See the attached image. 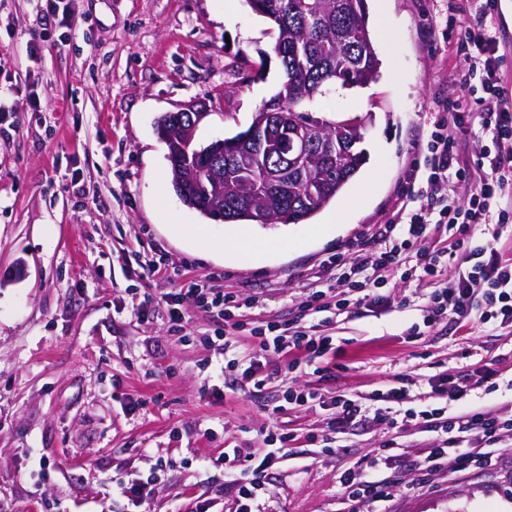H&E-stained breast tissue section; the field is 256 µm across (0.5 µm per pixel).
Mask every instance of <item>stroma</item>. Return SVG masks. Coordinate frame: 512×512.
Returning <instances> with one entry per match:
<instances>
[{
    "label": "stroma",
    "mask_w": 512,
    "mask_h": 512,
    "mask_svg": "<svg viewBox=\"0 0 512 512\" xmlns=\"http://www.w3.org/2000/svg\"><path fill=\"white\" fill-rule=\"evenodd\" d=\"M72 28L50 24L34 0H0V512H127L113 479L150 482L141 512H236L214 461L224 449L258 453L271 432L294 437L269 468L261 512H501L512 505V432L495 467L452 477L418 461L439 434L413 420L398 428L360 417L336 424L309 403L290 410L288 392L361 399L433 375L491 364L499 388L475 390L512 416V327L442 323L413 336L421 305L438 286L392 276L373 310H301L331 283L320 262L349 241L371 238L401 205L407 175L454 90L464 61L442 37L448 16L464 27L459 0H386L390 40L375 39L376 83L313 103L329 120L372 114L364 175L330 203L346 214L336 235L312 236L313 221L261 224L251 251L285 236L261 264L225 261L233 224L204 220L175 196L166 147L154 123L188 104L207 112L196 139L245 130L284 79L270 24L244 0H72ZM48 38L35 54L33 34ZM40 111H33V101ZM206 225L190 246L184 232ZM164 272L152 276L150 261ZM191 280L210 293L253 297L238 312L229 358L258 351L256 329L279 321L319 326L333 348L314 367L280 372L255 390L238 367L215 370L203 345L223 323L195 303L168 322L161 296ZM148 300L144 317L132 301ZM393 441L379 477L385 498L353 503L340 483Z\"/></svg>",
    "instance_id": "1"
}]
</instances>
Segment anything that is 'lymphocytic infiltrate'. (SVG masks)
<instances>
[{"label": "lymphocytic infiltrate", "mask_w": 512, "mask_h": 512, "mask_svg": "<svg viewBox=\"0 0 512 512\" xmlns=\"http://www.w3.org/2000/svg\"><path fill=\"white\" fill-rule=\"evenodd\" d=\"M470 23L458 33L454 45L468 66L455 73L454 81L478 93L480 112H471L467 102L449 101L445 112L436 118L426 143L423 165L413 177L416 194L425 203L416 209L399 210L391 224L380 231L377 244L357 242L356 256L347 259L344 251H336L327 259L336 269L341 292L328 295L318 290L310 294L304 307L319 313L328 305L337 311L351 312L361 307L371 308L383 302L382 288L403 261H411V274L419 278H441L424 305L422 323L434 328L445 320L464 322L472 310H479V322L486 327H512V258L504 257L494 240L475 235L473 225L496 221L512 223V95L501 82L503 58L486 34L498 0H466ZM481 129L492 147L483 152L478 165L485 176L466 203L449 196L451 184L468 181L470 173L458 164L455 144L458 137ZM459 255L462 263L453 276H445L444 259L448 254ZM191 300L208 306L218 319L234 318L241 304L233 293L208 296L205 288L192 282L181 289L176 298L165 302L166 314L172 325H182L183 301ZM261 353L281 357L286 370L312 365L332 348L330 336L316 330L294 331L277 322H269L257 330ZM495 370L478 363L468 373L458 376L430 377L425 404L417 410L407 408L410 396L407 387H393L375 394L379 406L375 418L388 420L391 425L413 419L432 422L446 417L447 424L439 443L428 449L420 461L423 470L441 469L463 473L488 469L496 465V448L501 431H512V418H501L492 408L469 403L475 384L486 391L496 387ZM288 434L268 435L265 449L250 457L252 478L242 482L236 473H229L226 488L240 503L242 512H251V504L263 493L262 474L284 456Z\"/></svg>", "instance_id": "obj_1"}]
</instances>
